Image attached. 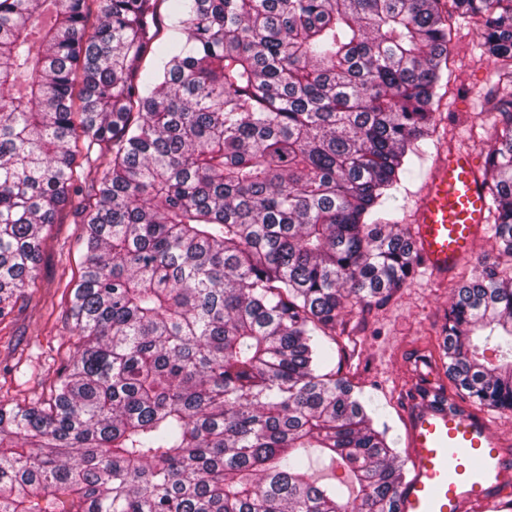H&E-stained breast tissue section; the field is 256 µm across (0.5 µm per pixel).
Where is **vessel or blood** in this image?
Masks as SVG:
<instances>
[{
  "label": "vessel or blood",
  "mask_w": 512,
  "mask_h": 512,
  "mask_svg": "<svg viewBox=\"0 0 512 512\" xmlns=\"http://www.w3.org/2000/svg\"><path fill=\"white\" fill-rule=\"evenodd\" d=\"M488 197L472 153L452 149L431 170L415 211L414 241L423 264L444 277L485 232ZM423 393L406 397L413 471L399 491L400 512H507L512 453L487 416L449 399L436 370Z\"/></svg>",
  "instance_id": "b4317fda"
}]
</instances>
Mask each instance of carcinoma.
Segmentation results:
<instances>
[{
    "instance_id": "cac0c4a2",
    "label": "carcinoma",
    "mask_w": 512,
    "mask_h": 512,
    "mask_svg": "<svg viewBox=\"0 0 512 512\" xmlns=\"http://www.w3.org/2000/svg\"><path fill=\"white\" fill-rule=\"evenodd\" d=\"M455 16L512 85V0H0V318L47 227L84 249L71 361L0 403V512H398L404 463L320 368L421 263L380 207ZM491 112L512 261V93ZM442 360L512 410V267L454 289Z\"/></svg>"
}]
</instances>
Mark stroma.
I'll return each mask as SVG.
<instances>
[{"label":"stroma","mask_w":512,"mask_h":512,"mask_svg":"<svg viewBox=\"0 0 512 512\" xmlns=\"http://www.w3.org/2000/svg\"><path fill=\"white\" fill-rule=\"evenodd\" d=\"M482 37L464 18L451 22L448 63L435 103L436 122L423 150L392 190L383 207L400 223L412 225L424 178L441 150L465 148L485 164L495 143L492 116L484 112L487 92L496 85L497 64L484 56ZM80 225L63 219L44 232L38 279L12 313L0 318V402H28L46 393L48 369L74 351L69 316L70 291L79 274L83 249ZM498 257L493 239L482 237L472 255L451 277L418 267L403 288L380 306L345 311L346 328L337 332L340 354L326 371L346 375L374 411V425L385 431L400 460H407L401 382L414 358L441 359L443 327L453 290L482 263Z\"/></svg>","instance_id":"1"}]
</instances>
